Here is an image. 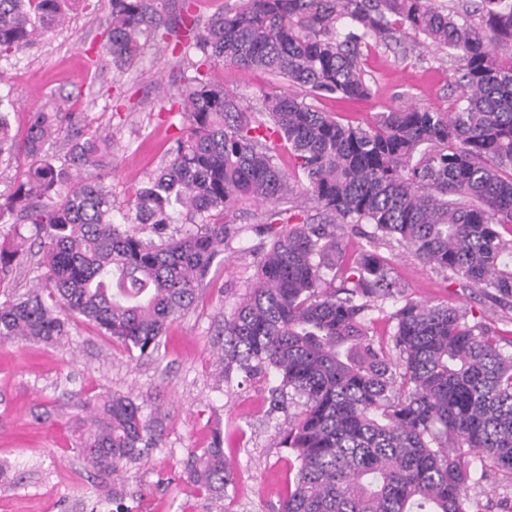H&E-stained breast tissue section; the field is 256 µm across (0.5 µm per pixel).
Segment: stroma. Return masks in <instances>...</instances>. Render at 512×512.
<instances>
[{"mask_svg": "<svg viewBox=\"0 0 512 512\" xmlns=\"http://www.w3.org/2000/svg\"><path fill=\"white\" fill-rule=\"evenodd\" d=\"M110 14L108 0H82L63 29L26 49L0 53V106L24 138L31 112L59 107L73 113L86 135L112 137L114 170L107 183L116 210L126 211L147 177L167 158L177 133L166 119L181 85L182 64L165 43L144 40L135 67L96 73L92 64ZM368 98L317 100L342 122L366 126L378 113L418 102L446 110L456 96L451 52L376 46L365 56ZM216 77L244 101L258 103L271 76L227 65ZM264 207L245 203L229 217L231 237L213 263L195 307L169 326L158 354H129L93 325L73 320L68 344L54 348L0 343V512H91L96 500L83 460L72 450L78 421L63 405L74 395L112 391L140 405L159 438L155 448L126 466L129 512H277L296 471L280 444L289 420L272 409L270 376L225 374L215 353L228 316L254 274L257 254L271 236ZM405 299L445 303L484 314L512 334V310L500 309L478 289H462L424 267L407 248L383 250ZM223 438L235 484L224 498H207L180 480L190 453ZM461 465L471 493L486 512H500L511 479L467 452Z\"/></svg>", "mask_w": 512, "mask_h": 512, "instance_id": "obj_1", "label": "stroma"}]
</instances>
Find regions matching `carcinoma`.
I'll return each mask as SVG.
<instances>
[{"label":"carcinoma","mask_w":512,"mask_h":512,"mask_svg":"<svg viewBox=\"0 0 512 512\" xmlns=\"http://www.w3.org/2000/svg\"><path fill=\"white\" fill-rule=\"evenodd\" d=\"M102 65L121 71L142 37L177 33L183 84L169 117L179 134L163 166L114 222L112 143L81 140L69 112L40 109L17 145L0 109V157L34 162L0 193V280L29 266L35 285L0 303V342H68L84 320L141 356L159 351L168 325L196 302L230 229L219 219L245 202L293 203L322 213L277 229L253 284L224 318V374L272 370L274 404L296 411L281 444L298 468L279 512H482L458 457L467 448L512 476V337L473 311L404 300L388 339L368 313L400 295L378 243L396 241L430 269L512 309V0H236L205 23L187 0H109ZM79 0H0V50L22 49L65 26ZM413 38L449 48L455 100L444 112L417 103L363 128L340 122L281 86L254 107L213 68L230 61L305 95L371 94L363 49ZM72 129L64 161L46 146ZM288 150L292 168L278 163ZM182 230H171L173 214ZM372 226L375 244L342 263L347 226ZM39 241L32 262L28 237ZM345 269L336 288V271ZM75 449L89 473L112 478L157 445L128 395L79 398ZM184 481L222 498L234 485L220 433L191 454Z\"/></svg>","instance_id":"obj_1"}]
</instances>
